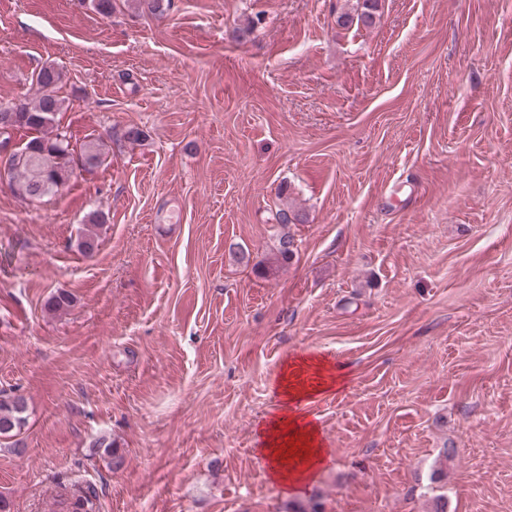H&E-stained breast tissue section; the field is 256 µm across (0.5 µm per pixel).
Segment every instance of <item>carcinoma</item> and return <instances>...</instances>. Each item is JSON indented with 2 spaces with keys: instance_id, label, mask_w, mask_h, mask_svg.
<instances>
[{
  "instance_id": "carcinoma-1",
  "label": "carcinoma",
  "mask_w": 512,
  "mask_h": 512,
  "mask_svg": "<svg viewBox=\"0 0 512 512\" xmlns=\"http://www.w3.org/2000/svg\"><path fill=\"white\" fill-rule=\"evenodd\" d=\"M378 0H362L354 12H342L336 24L343 29L357 27L368 29L376 25ZM62 71L54 65H44L33 73L32 80L38 86L39 95L32 102L14 105L10 116V129L33 131L37 136L26 142L22 149L26 155L11 166L8 177L16 191L26 199H41L58 191L74 174L73 158L65 136L53 132L58 113L64 111L66 100L60 96ZM85 163L97 166L103 162L104 148L100 140H90L83 145ZM275 225L281 228L274 262L286 264L297 251L295 238L288 232L291 224L305 222V214L290 203H283L273 216ZM26 403L20 396L0 399V437H9L25 426Z\"/></svg>"
}]
</instances>
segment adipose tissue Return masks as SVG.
I'll use <instances>...</instances> for the list:
<instances>
[{
  "mask_svg": "<svg viewBox=\"0 0 512 512\" xmlns=\"http://www.w3.org/2000/svg\"><path fill=\"white\" fill-rule=\"evenodd\" d=\"M344 379V374L316 358L292 359L284 364L278 389L285 408L268 427L261 449L274 480H306L328 461L317 424L307 413L298 411L297 405L337 391Z\"/></svg>",
  "mask_w": 512,
  "mask_h": 512,
  "instance_id": "obj_1",
  "label": "adipose tissue"
}]
</instances>
